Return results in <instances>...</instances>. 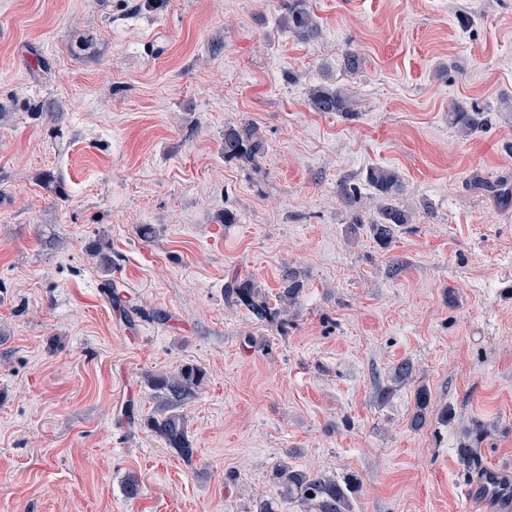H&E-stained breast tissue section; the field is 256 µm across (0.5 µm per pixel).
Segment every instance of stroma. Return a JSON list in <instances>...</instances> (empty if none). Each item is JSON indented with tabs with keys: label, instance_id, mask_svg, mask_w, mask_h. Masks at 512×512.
Instances as JSON below:
<instances>
[{
	"label": "stroma",
	"instance_id": "35a3bbf8",
	"mask_svg": "<svg viewBox=\"0 0 512 512\" xmlns=\"http://www.w3.org/2000/svg\"><path fill=\"white\" fill-rule=\"evenodd\" d=\"M288 2L0 0V512H302L281 464L351 482V512H468L463 445L512 467V198L481 187L512 185V0H307L310 41ZM323 84L351 115L310 108ZM455 104L488 128L461 135ZM244 121L255 166L222 152ZM376 167L412 217L386 249L337 194L377 217ZM289 269L287 330L224 297ZM186 364L189 462L123 416ZM288 29L304 40L318 35V26L306 4V0H291L288 3Z\"/></svg>",
	"mask_w": 512,
	"mask_h": 512
}]
</instances>
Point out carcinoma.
Here are the masks:
<instances>
[{
    "mask_svg": "<svg viewBox=\"0 0 512 512\" xmlns=\"http://www.w3.org/2000/svg\"><path fill=\"white\" fill-rule=\"evenodd\" d=\"M288 29L304 40L318 35V26L306 4V0H290L287 16ZM310 106L316 112H336L348 115L353 111L352 99L343 89L319 85L310 91ZM489 113L478 108L467 109L455 105L448 112L449 123L458 131L469 135L485 127ZM224 159L227 161L256 162L265 154V143L256 129L247 123L224 128ZM367 181L382 202L380 219L370 224V232L381 245L392 242L394 228L411 222V215L402 207L393 204V199L402 190L399 175L388 169L373 168L367 173ZM283 287L278 293L279 306L272 307L262 289L249 279L236 278L224 288L228 303L245 308L259 321L280 320L281 328L288 327V316L299 303L303 284L296 273L288 271L282 278ZM207 378L206 371L193 364L182 366L174 373L160 372L147 376L149 388L161 399V409L155 415L138 420L128 415L131 423H141L148 432L159 438L174 453L190 460L195 452L188 434L184 406L199 395ZM429 405L425 390L417 392L413 426L425 422ZM274 478L283 486L285 494L296 499L304 512H350L349 498L345 489L336 480L319 473L296 471L286 466L276 469Z\"/></svg>",
    "mask_w": 512,
    "mask_h": 512,
    "instance_id": "1",
    "label": "carcinoma"
}]
</instances>
